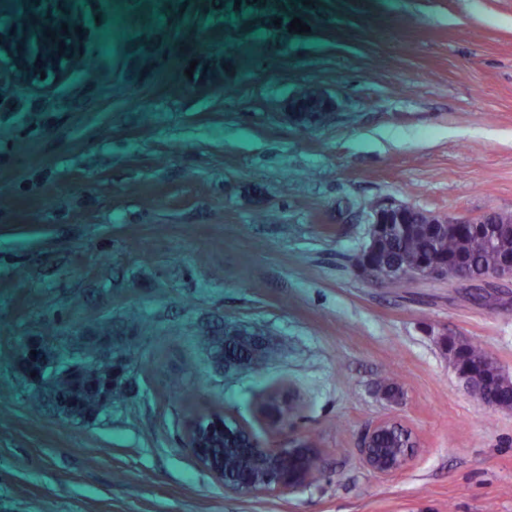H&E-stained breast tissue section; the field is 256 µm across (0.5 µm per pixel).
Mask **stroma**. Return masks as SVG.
Wrapping results in <instances>:
<instances>
[{
    "label": "stroma",
    "instance_id": "stroma-1",
    "mask_svg": "<svg viewBox=\"0 0 512 512\" xmlns=\"http://www.w3.org/2000/svg\"><path fill=\"white\" fill-rule=\"evenodd\" d=\"M221 2L79 0L68 76L0 90V512H512V409L448 353L512 374V280L393 288L353 266L371 202L512 214V0H260L218 27ZM307 94L332 101L322 122L293 118ZM230 325L287 355L216 364ZM104 328L115 398L68 420L24 352ZM211 408L277 448L315 439L324 471L226 491L182 446ZM382 421L418 442L389 476L359 452ZM486 355L483 348L476 344H464L457 347L454 351V359L457 357H462L471 361V363H467L464 361H460L458 359L454 363V370L461 378H469V377H479L478 376V368L480 364L474 362L475 360L481 361ZM486 360L492 361L491 357L486 355Z\"/></svg>",
    "mask_w": 512,
    "mask_h": 512
}]
</instances>
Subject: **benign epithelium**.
<instances>
[{
  "label": "benign epithelium",
  "instance_id": "1",
  "mask_svg": "<svg viewBox=\"0 0 512 512\" xmlns=\"http://www.w3.org/2000/svg\"><path fill=\"white\" fill-rule=\"evenodd\" d=\"M64 23L68 27L66 32L62 29ZM79 28L76 0H0V88L8 84L40 88L66 74L78 61V48L86 41L87 33H77ZM48 30L55 32L51 52L43 47V37ZM414 211L416 208L395 200L381 202L369 210V242L354 259L361 275L383 281L368 262L374 241L391 226L404 228L405 218ZM426 219L435 228L451 225L472 233L481 232L485 225L496 222L492 213L477 218L428 213ZM400 275L445 279L448 262L431 257L417 265L403 267ZM91 367L92 363L84 357L68 355L50 367L40 366L39 378L52 389L57 404L71 412L72 405L62 396L67 380L79 372L90 373ZM393 427L395 424L390 422L379 424L367 434L360 448L364 463L379 474L391 475L402 470L414 454L412 447H374V435ZM183 447L201 468L224 484L225 490L237 494L292 493L310 485L320 473V452L314 444L272 448L238 422L234 428H229L224 424L222 410H208L189 419L184 428Z\"/></svg>",
  "mask_w": 512,
  "mask_h": 512
}]
</instances>
